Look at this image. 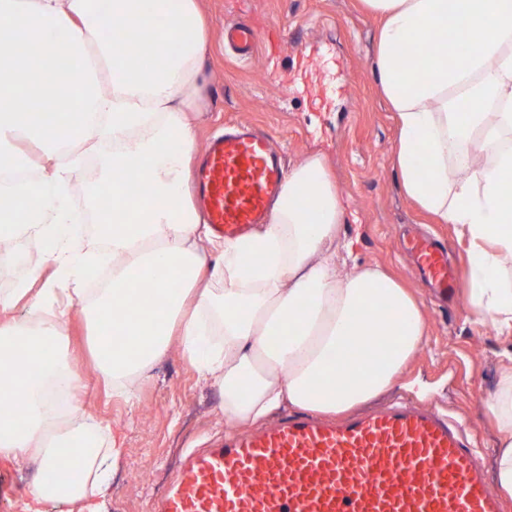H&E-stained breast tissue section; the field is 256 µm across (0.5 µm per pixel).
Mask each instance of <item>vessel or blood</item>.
I'll return each instance as SVG.
<instances>
[{
	"instance_id": "vessel-or-blood-1",
	"label": "vessel or blood",
	"mask_w": 512,
	"mask_h": 512,
	"mask_svg": "<svg viewBox=\"0 0 512 512\" xmlns=\"http://www.w3.org/2000/svg\"><path fill=\"white\" fill-rule=\"evenodd\" d=\"M244 55L252 28L229 32ZM283 169L271 137L240 124L212 138L194 174L208 224L225 239L263 223ZM417 270L445 298L455 279L446 250L411 247ZM156 512H505L465 427L399 401L340 421L298 414L189 456Z\"/></svg>"
}]
</instances>
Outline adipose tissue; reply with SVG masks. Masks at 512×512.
<instances>
[{
	"label": "adipose tissue",
	"mask_w": 512,
	"mask_h": 512,
	"mask_svg": "<svg viewBox=\"0 0 512 512\" xmlns=\"http://www.w3.org/2000/svg\"><path fill=\"white\" fill-rule=\"evenodd\" d=\"M360 2L381 20L372 70L397 118L402 191L468 242L469 306L511 336L512 0ZM118 21L142 29L140 50L115 37ZM0 25L22 34L0 51V224L45 243L26 281L0 294V404L10 409L0 458L41 472L26 512L47 501L102 512L121 455L109 423L76 398L79 372L59 358L57 327L73 307L95 330L106 385L127 400L174 343L241 423L285 405L343 413L398 381L426 334L423 312L388 272L353 261L323 156L293 168L268 222L223 242L215 261L196 248L211 233L185 190L206 53L199 0H0ZM50 58L68 69L41 67ZM63 79L74 93L64 124L54 120ZM85 134L112 145L86 192L112 261L104 288L85 285L67 178L78 163L70 145ZM28 143L51 169L36 166ZM58 294L65 304L39 328L11 316L21 302L38 315ZM59 390L71 396L62 429ZM485 411L498 430V487L512 496V365ZM64 455L72 476L59 483L49 472Z\"/></svg>",
	"instance_id": "1"
}]
</instances>
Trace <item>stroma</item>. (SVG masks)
I'll return each instance as SVG.
<instances>
[{"mask_svg":"<svg viewBox=\"0 0 512 512\" xmlns=\"http://www.w3.org/2000/svg\"><path fill=\"white\" fill-rule=\"evenodd\" d=\"M208 24L204 84L193 117L197 147L226 126L243 122L269 133L285 168L311 155L323 156L346 207L342 235L354 238L359 262L389 270L423 304L428 334L397 385L372 400L379 407L403 397L465 423L486 471H493L497 432L485 413L499 372L512 356V339L475 320L466 300L465 247L452 225L433 224L401 192L391 163L397 129L371 71L376 19L358 0H202ZM258 28L261 43L239 59L224 42V27ZM105 143L86 140L82 163L69 187L76 209L97 180ZM434 237L448 248L459 270L451 301H437L421 282L403 248L413 233ZM43 245L29 238L11 242L0 255V290L15 287L39 261ZM60 331L64 358L78 367L79 396L88 413L108 420L122 456L105 498L107 512H153L187 454L223 441L235 423L224 414L218 388L199 382L179 347L136 385L134 404L108 395L91 356L92 329L72 311ZM35 479L36 466L0 458V512H24L20 476Z\"/></svg>","mask_w":512,"mask_h":512,"instance_id":"stroma-1","label":"stroma"}]
</instances>
